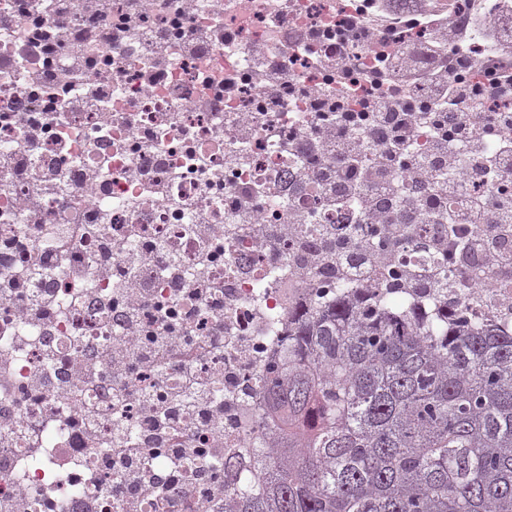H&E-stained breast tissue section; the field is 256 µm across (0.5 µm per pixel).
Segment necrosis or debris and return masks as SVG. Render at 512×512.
<instances>
[{"label": "necrosis or debris", "instance_id": "obj_1", "mask_svg": "<svg viewBox=\"0 0 512 512\" xmlns=\"http://www.w3.org/2000/svg\"><path fill=\"white\" fill-rule=\"evenodd\" d=\"M0 0V512H213L219 475L248 465L268 419L262 367L287 341L296 304L335 282L364 284L401 267L400 298L424 296L416 268L455 276L451 294L472 317L512 330V214L469 222L476 196L512 186L501 150L512 108L491 69L506 36L489 37L512 0H469L463 40L448 43V78L482 85L455 108L460 135L444 139L427 113L365 108L364 79L401 64L412 40L374 0H65L52 29L45 0ZM67 46L55 60L47 36ZM318 112L296 84L335 88ZM42 82L46 101L27 93ZM403 136L414 154L447 158L450 176L399 171L385 157ZM339 183L350 209L315 205ZM405 206L436 198L482 241L463 276L431 252L370 249L362 213L378 197ZM54 273L18 299L29 268ZM197 355L199 399L167 418L143 397L178 374L160 372L164 345ZM84 366L80 385L50 359Z\"/></svg>", "mask_w": 512, "mask_h": 512}]
</instances>
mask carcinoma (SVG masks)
<instances>
[{"label":"carcinoma","mask_w":512,"mask_h":512,"mask_svg":"<svg viewBox=\"0 0 512 512\" xmlns=\"http://www.w3.org/2000/svg\"><path fill=\"white\" fill-rule=\"evenodd\" d=\"M340 283L259 379L282 418L224 512H512V332Z\"/></svg>","instance_id":"1"}]
</instances>
